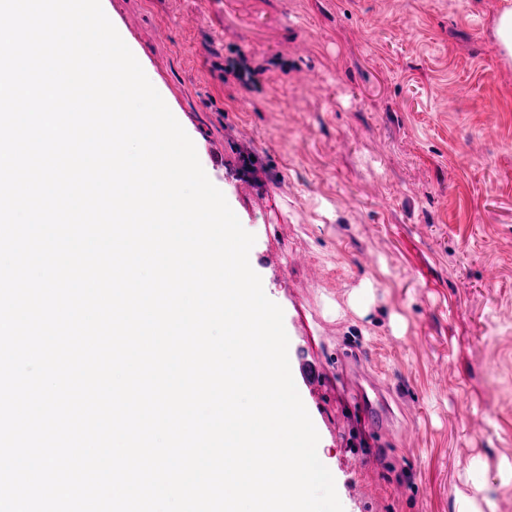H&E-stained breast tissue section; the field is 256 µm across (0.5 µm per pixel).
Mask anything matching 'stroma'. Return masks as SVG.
<instances>
[{
  "label": "stroma",
  "mask_w": 512,
  "mask_h": 512,
  "mask_svg": "<svg viewBox=\"0 0 512 512\" xmlns=\"http://www.w3.org/2000/svg\"><path fill=\"white\" fill-rule=\"evenodd\" d=\"M101 2L256 237L344 512H456L470 473L512 512V0ZM357 356L408 433L353 408ZM498 45L507 58L512 59V9L505 8L495 19Z\"/></svg>",
  "instance_id": "obj_1"
}]
</instances>
